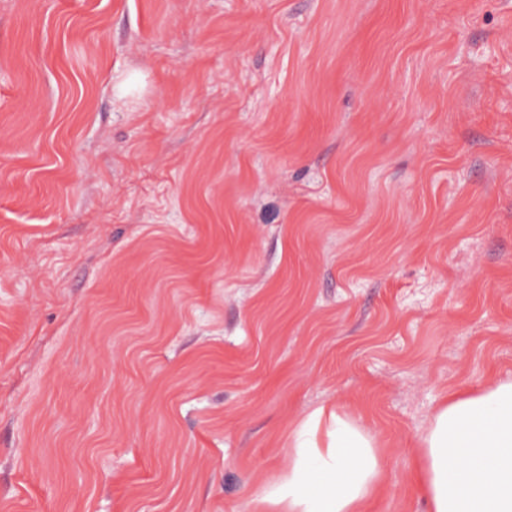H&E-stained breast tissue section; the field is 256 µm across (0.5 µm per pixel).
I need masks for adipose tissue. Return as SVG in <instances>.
<instances>
[{
  "instance_id": "adipose-tissue-1",
  "label": "adipose tissue",
  "mask_w": 512,
  "mask_h": 512,
  "mask_svg": "<svg viewBox=\"0 0 512 512\" xmlns=\"http://www.w3.org/2000/svg\"><path fill=\"white\" fill-rule=\"evenodd\" d=\"M426 512H512V379L449 393L418 439ZM384 476L378 436L336 406L295 428L286 473L250 512H368Z\"/></svg>"
}]
</instances>
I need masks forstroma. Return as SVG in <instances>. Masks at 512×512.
Here are the masks:
<instances>
[{"label": "stroma", "mask_w": 512, "mask_h": 512, "mask_svg": "<svg viewBox=\"0 0 512 512\" xmlns=\"http://www.w3.org/2000/svg\"><path fill=\"white\" fill-rule=\"evenodd\" d=\"M512 378V0H0V512H248L336 404L368 512Z\"/></svg>", "instance_id": "obj_1"}]
</instances>
